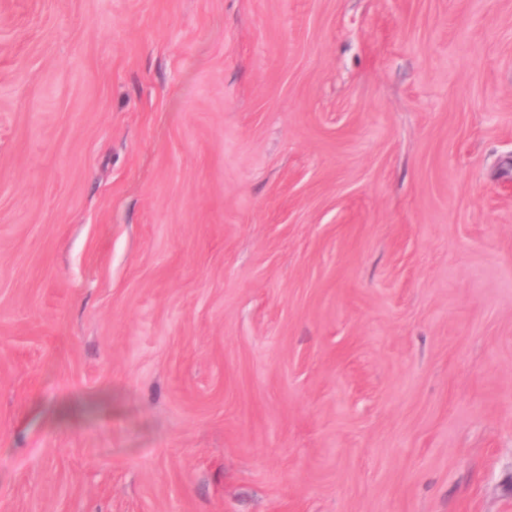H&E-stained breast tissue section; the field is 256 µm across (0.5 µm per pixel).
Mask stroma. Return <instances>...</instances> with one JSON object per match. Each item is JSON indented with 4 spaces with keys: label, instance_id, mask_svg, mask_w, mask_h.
<instances>
[{
    "label": "stroma",
    "instance_id": "1",
    "mask_svg": "<svg viewBox=\"0 0 512 512\" xmlns=\"http://www.w3.org/2000/svg\"><path fill=\"white\" fill-rule=\"evenodd\" d=\"M0 512H512V0H0Z\"/></svg>",
    "mask_w": 512,
    "mask_h": 512
}]
</instances>
